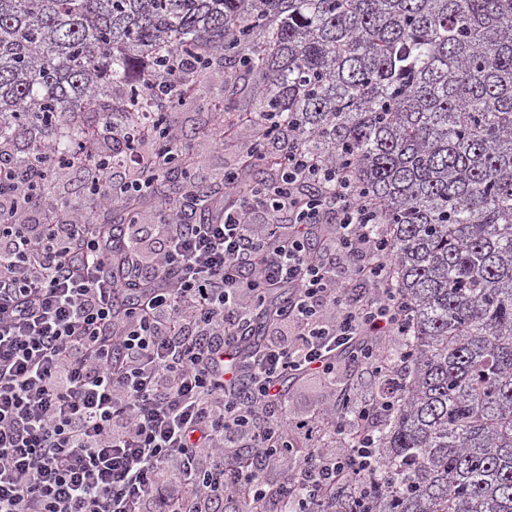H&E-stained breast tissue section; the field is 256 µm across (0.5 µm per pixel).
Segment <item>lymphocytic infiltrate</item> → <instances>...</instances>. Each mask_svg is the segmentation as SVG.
I'll return each instance as SVG.
<instances>
[{"instance_id": "obj_1", "label": "lymphocytic infiltrate", "mask_w": 512, "mask_h": 512, "mask_svg": "<svg viewBox=\"0 0 512 512\" xmlns=\"http://www.w3.org/2000/svg\"><path fill=\"white\" fill-rule=\"evenodd\" d=\"M154 136V120L138 122L117 162L111 133L91 129L64 160L40 144L35 169L0 163V512H217L241 498L320 512L367 477L396 391L351 418L332 391L334 408L308 426L357 445L305 448L283 500L270 479L291 436L283 380L335 379L345 352L386 378L383 348L407 332L389 244L349 178L297 149L271 191L229 170L216 222L173 198L136 224L132 264L148 287L118 314L90 215L40 203L36 188L56 163L92 166L90 191L108 200L151 168ZM279 288L288 307L269 325L282 334L251 346L250 320Z\"/></svg>"}]
</instances>
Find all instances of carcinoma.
<instances>
[{
    "instance_id": "1",
    "label": "carcinoma",
    "mask_w": 512,
    "mask_h": 512,
    "mask_svg": "<svg viewBox=\"0 0 512 512\" xmlns=\"http://www.w3.org/2000/svg\"><path fill=\"white\" fill-rule=\"evenodd\" d=\"M219 72L276 115L239 163L267 185L301 148L344 172L389 241L409 306L398 403L373 491L331 512H512V0H0V142L65 155L88 128L140 120L151 87ZM95 224L112 277L153 203L181 193L190 144Z\"/></svg>"
}]
</instances>
